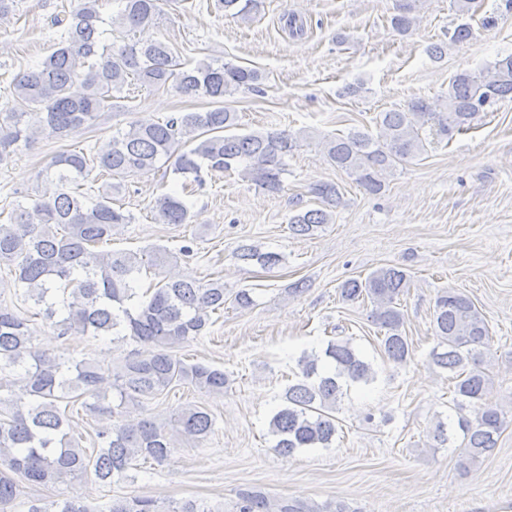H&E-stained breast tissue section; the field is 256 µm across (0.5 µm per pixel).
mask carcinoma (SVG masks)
Here are the masks:
<instances>
[{
  "instance_id": "cac0c4a2",
  "label": "carcinoma",
  "mask_w": 512,
  "mask_h": 512,
  "mask_svg": "<svg viewBox=\"0 0 512 512\" xmlns=\"http://www.w3.org/2000/svg\"><path fill=\"white\" fill-rule=\"evenodd\" d=\"M121 7L107 22L99 0H78L71 20L53 52L11 81L12 100L0 110V159L30 146L40 137L66 138L85 133L101 113L117 107L124 87L137 83L159 89L176 79L181 95L204 98L202 111L178 112L163 121H135L91 153L66 151L54 157L39 178L52 192L29 202L16 201L7 222H0V264L11 267L14 295L32 302L27 313L0 302V512L18 496V479L33 484L82 481L94 477L101 487L126 477L136 462L162 463L183 443L201 444L213 432L214 417L204 407L182 406L168 422L141 417L127 420L142 401L155 398L177 383L208 394H222L224 370L205 363L187 364L173 349L202 335L212 315L226 304L236 309L255 305L252 292L231 295L224 284L201 283L190 275L163 276L148 286L143 271L170 263L161 247L138 252H112L99 245L132 216L112 206V184L92 203L80 192L94 170L127 177L158 168L180 181V191L154 200L158 224H188V186L202 184L203 173L235 171L245 181L270 193L283 187L287 158L298 137L287 129L233 132L237 113L224 98L242 88H255L258 70L233 61L201 60L181 68L177 52L162 40L143 42L137 32L155 23L161 0H119ZM224 14L251 19L257 0H217ZM416 25L414 7L401 3L391 17L394 31L405 34ZM117 28L127 38L116 46L108 34ZM512 100V53L477 72L461 71L448 82L444 97H417L400 108L378 113L377 134L361 130L324 136L319 145L330 165L345 171L368 194L380 193L397 166L426 152L427 131L452 138L467 131L482 112ZM322 207L289 218L296 235L314 234L343 206L334 183L312 188ZM240 259L264 270L283 262L276 252L252 246ZM411 286L410 276L382 267L363 279H350L341 289L344 301L369 300L371 318L383 332L384 356L403 365L412 345L401 330L397 301ZM40 318L61 340L72 335L123 336L145 347L125 356L120 365L104 367L65 353L50 354L36 344L30 319ZM437 344L433 364L448 372L450 405L457 420H437L434 439L459 443L463 458L474 463L492 453L508 424V411L489 398L492 379L484 354L493 337L489 324L466 295L444 290L433 309ZM300 373L288 386L283 403L268 422L275 450L285 456L306 448H328L336 440V403L353 385L368 384L376 372L350 339L328 342L323 355L298 362ZM102 421L88 439L71 427L69 403ZM27 512H90L79 497L44 503L27 502ZM99 512H212L194 500L167 505L149 497L110 498ZM236 512H321L308 502L271 498L261 490L238 495Z\"/></svg>"
}]
</instances>
